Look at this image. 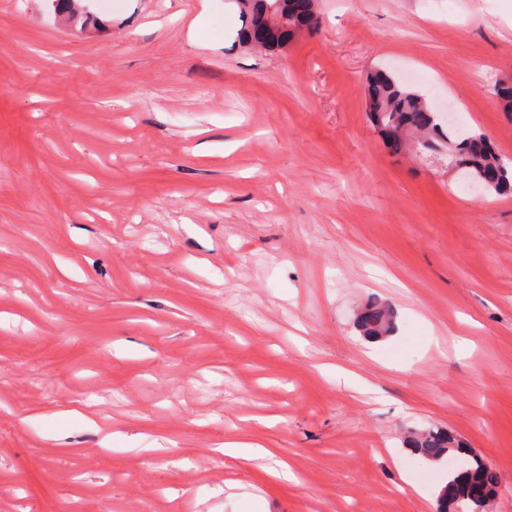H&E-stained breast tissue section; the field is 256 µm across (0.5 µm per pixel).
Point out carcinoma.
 Segmentation results:
<instances>
[{
  "instance_id": "obj_1",
  "label": "carcinoma",
  "mask_w": 512,
  "mask_h": 512,
  "mask_svg": "<svg viewBox=\"0 0 512 512\" xmlns=\"http://www.w3.org/2000/svg\"><path fill=\"white\" fill-rule=\"evenodd\" d=\"M233 2L242 18L237 40L244 46L251 43L252 31L263 21L265 10L273 8L280 0ZM367 96L371 97L370 122L394 151L401 152L410 144L422 151L445 150L451 163L464 166L467 174L485 190L512 194V164L505 162L492 148L485 133L444 126L440 115L431 111L422 95L407 90L383 71L368 76ZM358 328L362 335L371 339L384 336L393 328L392 312L377 302L368 303L358 318ZM407 445L431 462L453 456L465 458L466 472L449 471L442 490L455 501L456 512H489L487 505L473 497L470 488L478 485L493 493L499 485L498 474L463 441L443 429H428L408 440Z\"/></svg>"
}]
</instances>
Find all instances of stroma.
Listing matches in <instances>:
<instances>
[{"instance_id": "obj_1", "label": "stroma", "mask_w": 512, "mask_h": 512, "mask_svg": "<svg viewBox=\"0 0 512 512\" xmlns=\"http://www.w3.org/2000/svg\"><path fill=\"white\" fill-rule=\"evenodd\" d=\"M317 7L255 52L234 0H0V512H435L431 427L512 512V196L366 107L386 71L512 160V0ZM357 326L363 336L371 339L379 338L391 332L392 312L377 302L368 303L358 318Z\"/></svg>"}]
</instances>
